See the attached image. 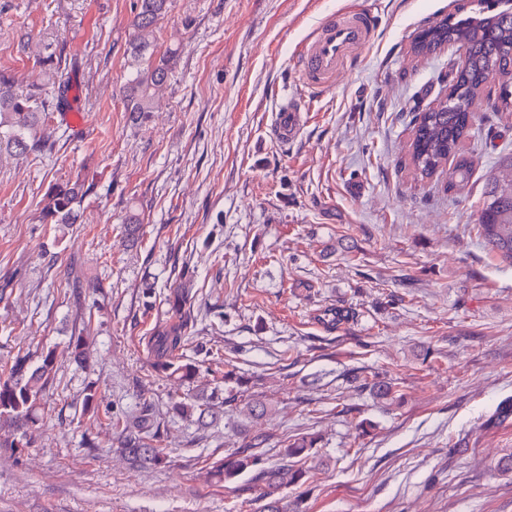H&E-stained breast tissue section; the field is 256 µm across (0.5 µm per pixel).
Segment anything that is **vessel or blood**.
<instances>
[{
  "mask_svg": "<svg viewBox=\"0 0 512 512\" xmlns=\"http://www.w3.org/2000/svg\"><path fill=\"white\" fill-rule=\"evenodd\" d=\"M374 27L372 15L354 11L328 16L313 29L294 56V65L309 88L317 92L327 89L369 43ZM302 126L300 106L285 101L274 113L271 133L278 141L285 143L296 139Z\"/></svg>",
  "mask_w": 512,
  "mask_h": 512,
  "instance_id": "vessel-or-blood-1",
  "label": "vessel or blood"
}]
</instances>
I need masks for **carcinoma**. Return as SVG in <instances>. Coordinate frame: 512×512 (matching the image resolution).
<instances>
[{
    "label": "carcinoma",
    "mask_w": 512,
    "mask_h": 512,
    "mask_svg": "<svg viewBox=\"0 0 512 512\" xmlns=\"http://www.w3.org/2000/svg\"><path fill=\"white\" fill-rule=\"evenodd\" d=\"M512 0H470L467 19L456 21L447 17L423 30L413 45L417 56L435 53L443 46L457 44L464 50L465 66L458 71L451 86L453 101L440 100L415 123L410 143L411 162L416 176L430 179L453 161L445 191H460L468 183L473 161L460 150L462 141L470 134L475 115L455 109L454 101L477 97L487 80L502 81V94L494 108L512 107ZM169 0H135L131 26L134 34L128 45L130 57L139 67L123 87L125 110L134 119L154 109V95L170 74L172 49L157 54L155 29L167 11ZM69 76L60 73L53 90L46 95L24 92L0 76V154L25 157L39 150L44 136L39 130L42 113L49 110L51 100L69 89ZM86 194L84 185L74 182L55 184L43 197L42 215L49 224H73L76 207ZM477 231L483 242L502 258L512 260V154L499 161L498 171L487 184L478 217ZM169 319L158 325L146 341V349L157 373L189 385L195 381L197 366L186 358L193 316L192 295L186 284L169 289ZM69 359L77 364L88 355L86 337L74 334L66 345ZM58 369L56 350L51 349L34 363L26 355L11 361L8 375L0 378V419L8 418L22 429L19 436L5 441L4 447L20 453L30 445L26 428L35 425L44 405L46 389L53 383ZM372 396L380 401H395L396 387L391 381L372 380L363 383ZM239 395L228 391L220 399L215 394L187 393L172 402V413L190 421L203 423L216 419L222 406L238 402ZM83 414L98 422L107 421L115 434L117 448L137 468H156L166 461L161 448V436L166 420L146 405L135 414L99 413L97 392L92 386L82 399ZM266 442L255 434L247 448H240L214 463L213 475L226 483H235L250 476L241 486L244 494L266 502L265 512H303L299 500H290L284 491L301 487L307 481L305 460L316 448L317 438L298 433L288 437L281 461L265 464L257 449Z\"/></svg>",
    "instance_id": "carcinoma-1"
}]
</instances>
